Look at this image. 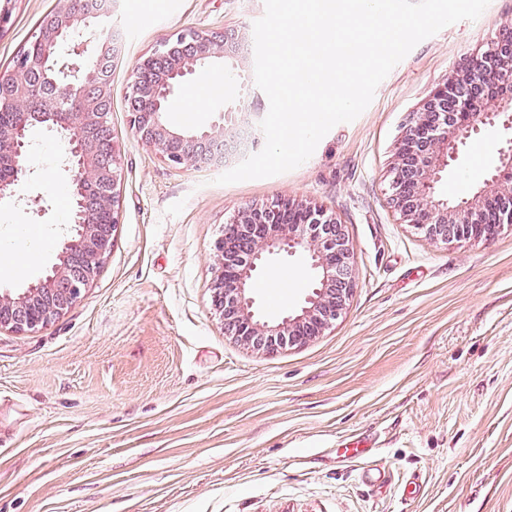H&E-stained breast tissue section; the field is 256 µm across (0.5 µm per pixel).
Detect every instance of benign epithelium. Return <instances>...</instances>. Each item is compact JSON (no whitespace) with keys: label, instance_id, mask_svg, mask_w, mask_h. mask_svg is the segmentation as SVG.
Here are the masks:
<instances>
[{"label":"benign epithelium","instance_id":"obj_1","mask_svg":"<svg viewBox=\"0 0 512 512\" xmlns=\"http://www.w3.org/2000/svg\"><path fill=\"white\" fill-rule=\"evenodd\" d=\"M236 31L224 37L183 30L144 59L129 85L141 103L132 111L134 134L154 147L174 168L195 167L200 153L220 140L224 129L249 111L252 76L236 61ZM112 52L108 17L66 9L48 15L39 34L5 74H0V206L21 201V184L33 173L30 131L43 127L66 145L61 158L71 173L72 207L60 236L57 262L25 288L0 290V327L34 331L60 316L80 298L110 251L119 224L117 152L103 165L96 136L109 125V113L96 99L70 109L73 90L90 83L110 95L111 73L99 62ZM234 75L239 90L220 120L208 128L184 129L168 120L170 100L195 77L216 64ZM40 73L57 95L53 112L31 104V75ZM496 125L512 131V29L505 27L486 47L463 57L448 79L413 113L394 147L387 192L401 223L434 242L488 240L512 228V137L497 151L490 178L454 200L438 186L466 140ZM300 253L315 272L304 304L293 313L267 320L255 310L252 278L273 255ZM353 248L342 224L322 206L291 197L242 208L215 245L213 304L224 331L247 343L266 341L274 352L306 343L341 314L354 288Z\"/></svg>","mask_w":512,"mask_h":512}]
</instances>
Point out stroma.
<instances>
[{
  "label": "stroma",
  "mask_w": 512,
  "mask_h": 512,
  "mask_svg": "<svg viewBox=\"0 0 512 512\" xmlns=\"http://www.w3.org/2000/svg\"><path fill=\"white\" fill-rule=\"evenodd\" d=\"M69 0H0V73ZM264 0H112L119 32L110 129L121 174L111 251L81 298L33 332L0 328V512H512V230L463 245L400 222L386 193L411 112L460 59L512 24V0L420 42L354 121L298 168L216 184L244 155L176 169L130 126L128 86L183 29L243 33ZM507 133L468 140L440 190L481 183ZM35 175L0 209V243L23 225L39 247L0 286L56 261L71 209L65 150L30 133ZM336 215L356 286L341 317L269 354L225 334L214 310L215 244L239 209L281 196ZM294 274L293 287L271 288ZM301 256L254 279L258 313L295 309L312 285ZM373 436L372 470L339 462L342 438Z\"/></svg>",
  "instance_id": "1"
}]
</instances>
